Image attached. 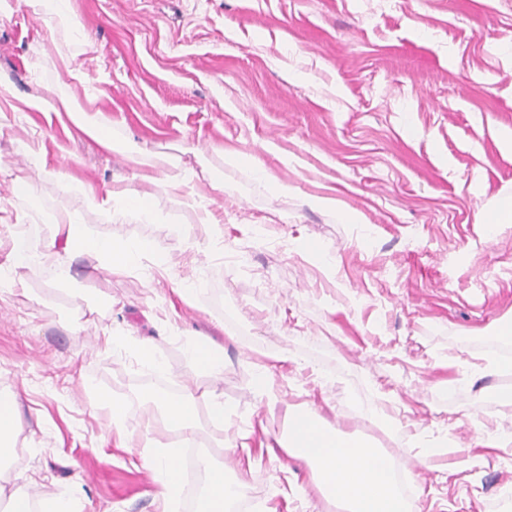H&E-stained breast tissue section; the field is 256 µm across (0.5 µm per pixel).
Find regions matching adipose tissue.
<instances>
[{"label": "adipose tissue", "instance_id": "1", "mask_svg": "<svg viewBox=\"0 0 512 512\" xmlns=\"http://www.w3.org/2000/svg\"><path fill=\"white\" fill-rule=\"evenodd\" d=\"M70 121L87 136L95 139L108 153H123L134 165L137 179L156 183L166 156L140 148L131 141L118 142L106 135L86 113L69 112ZM57 232L63 243L48 242L42 248L16 249L6 263L0 264V282L22 281L24 271L38 268L66 274L71 260L94 257L105 260L109 272L127 271L138 263L147 246L139 241L117 243L111 238L90 234L75 214L58 219ZM256 392L269 406L283 405L289 436L280 440L287 456L307 464L311 477L324 497L345 500L350 512H407L408 506L398 495L388 467L381 463V453L365 439L339 434L309 406L282 404L268 369L255 368ZM207 400L214 415H223L224 403L211 391H182L173 398L163 399L162 425L165 429L186 436L199 429L198 403ZM146 463L160 475L166 512H175L182 486V473L175 465L171 449L155 440H148L144 455ZM205 484L200 512H226L227 505L246 489L242 478L228 477L223 466L202 458Z\"/></svg>", "mask_w": 512, "mask_h": 512}]
</instances>
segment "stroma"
Returning <instances> with one entry per match:
<instances>
[{"label":"stroma","instance_id":"obj_1","mask_svg":"<svg viewBox=\"0 0 512 512\" xmlns=\"http://www.w3.org/2000/svg\"><path fill=\"white\" fill-rule=\"evenodd\" d=\"M70 2L74 31L0 0V82L15 92L0 104V208L23 217L0 223V262L51 238L67 212L149 250L127 273L82 257L68 279L43 271L0 292V392L20 404L0 486L39 504L63 495L78 512H160L161 483L140 455L156 437L216 450L226 475H243L244 512H301L305 499L310 512H342L282 449H238L247 430L255 444L287 433L255 392L259 362L283 402L373 440L416 512H512L501 493L512 453L446 470L479 440L512 435L501 396L512 371L494 368L491 335L512 322V223L490 237L480 223L512 195V0ZM38 96L55 112L26 107ZM65 106L181 156L151 191V219L75 192L81 182L104 195L133 167L63 127ZM32 142L53 172L33 166ZM200 160L223 189L198 185L190 202L168 190ZM255 162L287 195L256 180ZM318 197L332 207L313 206ZM204 209L214 223H198ZM186 277L205 295L174 293L171 280ZM198 338L223 349L221 379L188 359ZM147 340L170 384L216 388L229 414L214 421L200 406L188 441L164 430L142 398L153 372L133 356ZM283 353L292 361L277 365ZM98 391L125 405V438ZM447 436L453 452L423 470L421 441Z\"/></svg>","mask_w":512,"mask_h":512}]
</instances>
